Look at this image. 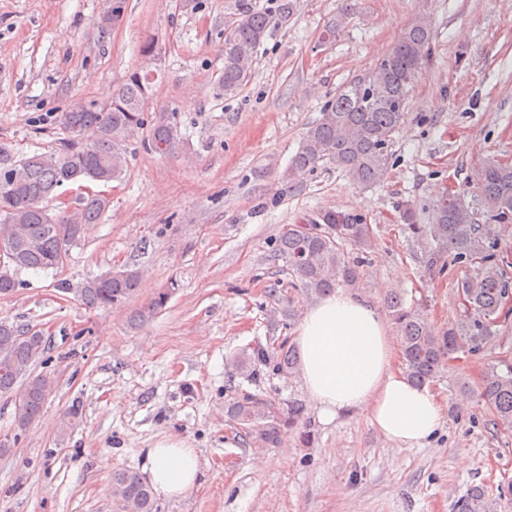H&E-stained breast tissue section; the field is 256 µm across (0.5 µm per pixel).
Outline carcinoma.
Returning <instances> with one entry per match:
<instances>
[{"mask_svg": "<svg viewBox=\"0 0 512 512\" xmlns=\"http://www.w3.org/2000/svg\"><path fill=\"white\" fill-rule=\"evenodd\" d=\"M274 24L272 15L247 10L224 28V95L234 96L249 81L253 54ZM431 57V23L419 17L408 26L379 64L343 84L319 120L303 134L282 180L290 188L303 185L320 164L331 163L353 183L371 186L383 177L392 158L391 148L404 123L410 91ZM150 73L135 71L104 104L92 103L78 112H63L59 126L67 133L57 150L34 153L20 160L0 151V228L21 227L25 244L19 247L16 267L0 268V290L20 286L19 275L28 270L58 269L57 260L69 254L90 226L100 223L109 202L87 196L73 209H49L44 202L55 195L69 175L108 173L119 179L126 163L125 143L145 132L144 148L161 156L176 153L185 135L174 112H147ZM475 182L484 211L474 207L465 193H447L434 206L432 221L418 224L413 210L402 209L401 219L413 233L433 242L427 263L442 258L473 268L457 292L463 316L448 327L445 336L434 333L426 314L406 306L401 295L391 293L385 303L396 325L407 377L424 385L433 381L453 355H475L494 340L493 327L504 314L512 294V262L495 252L496 229L512 224V165L487 162L475 170ZM371 244V230L362 218L328 211L302 224H290L276 239L275 253L288 263L303 288L326 294L341 286H354L364 275L363 264L346 259L343 244ZM141 271L125 267L112 278H90L76 288L83 305L103 310L122 304L136 294ZM162 289L132 317L143 322L168 302ZM46 347L44 336L0 319V395L17 393L16 416L30 424L40 415L47 397L39 376L29 377L32 362ZM299 364L294 347L282 341L269 352L258 348L232 359L234 370L248 380L259 376V366L269 365L291 377ZM482 396L496 423L512 429V364L489 368ZM228 420L247 431L259 430L269 444L285 430L304 427L300 438L310 439L305 405L297 400L280 406L259 393L239 389L227 403ZM112 488L122 492L120 512H159L151 487L133 470L112 472ZM495 503L480 486H474L457 504L458 512H493Z\"/></svg>", "mask_w": 512, "mask_h": 512, "instance_id": "carcinoma-1", "label": "carcinoma"}]
</instances>
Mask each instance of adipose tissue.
<instances>
[{
	"instance_id": "1",
	"label": "adipose tissue",
	"mask_w": 512,
	"mask_h": 512,
	"mask_svg": "<svg viewBox=\"0 0 512 512\" xmlns=\"http://www.w3.org/2000/svg\"><path fill=\"white\" fill-rule=\"evenodd\" d=\"M300 379L323 421L364 414L389 441L403 448L424 444L445 411L429 388L392 368L395 341L379 311L361 297L336 292L310 306L300 323ZM142 472L163 498L185 495L198 482L197 453L181 441L145 449Z\"/></svg>"
}]
</instances>
